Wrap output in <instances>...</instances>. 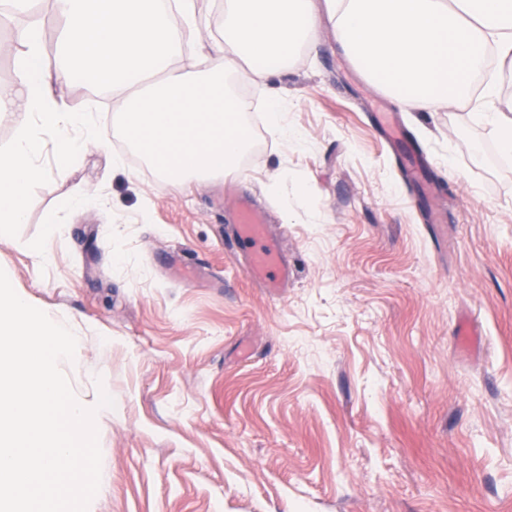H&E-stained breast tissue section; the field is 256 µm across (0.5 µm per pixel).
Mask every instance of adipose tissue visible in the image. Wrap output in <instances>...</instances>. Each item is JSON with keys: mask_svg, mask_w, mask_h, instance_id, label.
Instances as JSON below:
<instances>
[{"mask_svg": "<svg viewBox=\"0 0 512 512\" xmlns=\"http://www.w3.org/2000/svg\"><path fill=\"white\" fill-rule=\"evenodd\" d=\"M0 26L16 14L10 50L16 58L11 94L0 95V120L14 129L0 151V234L24 223L30 189L48 173L38 159L41 130L58 133L59 166L78 162L99 142L93 112L66 109L53 86L112 87L130 98L120 126L130 145L166 180L206 181L240 173L249 147L243 99L226 78L241 63L278 73L293 51L312 42L318 11L333 37L374 86L426 111L478 97L475 117L512 160V105L501 107L488 59L512 65V0H223V36L204 63L173 65L199 26L195 0H51L31 14L30 0H12ZM57 33L47 51L46 30ZM481 94H474L475 78Z\"/></svg>", "mask_w": 512, "mask_h": 512, "instance_id": "adipose-tissue-1", "label": "adipose tissue"}]
</instances>
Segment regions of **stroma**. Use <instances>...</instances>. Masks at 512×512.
<instances>
[{"mask_svg":"<svg viewBox=\"0 0 512 512\" xmlns=\"http://www.w3.org/2000/svg\"><path fill=\"white\" fill-rule=\"evenodd\" d=\"M233 85L285 103L286 137L244 115L237 179L280 238L278 294L224 240L223 180L113 167L131 148L109 90L62 89L69 109L94 102L100 142L61 170L45 131L50 177L0 236L16 293L81 338L60 363L75 395L101 385L115 401L95 419L90 512H512V166L472 102L400 106L325 21L279 76ZM375 111L398 113L448 189L444 227L427 224ZM77 195L95 202L47 236L45 213Z\"/></svg>","mask_w":512,"mask_h":512,"instance_id":"35a3bbf8","label":"stroma"}]
</instances>
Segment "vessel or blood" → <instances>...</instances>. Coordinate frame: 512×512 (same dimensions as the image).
<instances>
[{"label":"vessel or blood","instance_id":"obj_1","mask_svg":"<svg viewBox=\"0 0 512 512\" xmlns=\"http://www.w3.org/2000/svg\"><path fill=\"white\" fill-rule=\"evenodd\" d=\"M375 118L377 130L385 143L409 158L406 177L419 187L427 202V223H445L444 192L430 178L426 163L412 152L399 120L389 112L376 113ZM228 230L231 244L240 253L243 268L250 279L269 288L281 287L288 278V266L269 225L250 200L238 202Z\"/></svg>","mask_w":512,"mask_h":512}]
</instances>
